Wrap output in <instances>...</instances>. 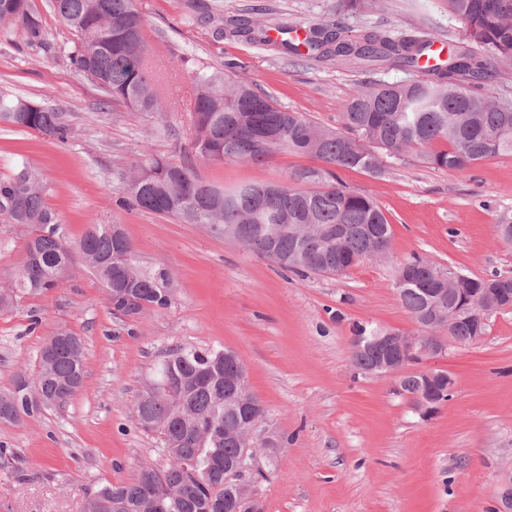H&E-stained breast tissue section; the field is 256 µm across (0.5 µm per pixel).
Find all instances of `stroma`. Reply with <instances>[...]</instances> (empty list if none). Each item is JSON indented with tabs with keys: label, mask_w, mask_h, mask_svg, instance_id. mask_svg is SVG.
Instances as JSON below:
<instances>
[{
	"label": "stroma",
	"mask_w": 512,
	"mask_h": 512,
	"mask_svg": "<svg viewBox=\"0 0 512 512\" xmlns=\"http://www.w3.org/2000/svg\"><path fill=\"white\" fill-rule=\"evenodd\" d=\"M28 5L44 37L31 43L21 23L0 21V96L52 106L73 134L63 143L0 124V176L24 161L37 167L71 246L89 222L122 225L143 267L169 270L175 297L138 320L116 318L102 283L77 257L57 288L0 312V391L36 376L46 338L60 329L82 337L87 370L66 406L0 421V512H81L97 486L131 482L145 465L166 467L161 435L139 427L134 405L164 353L179 345L234 353L266 407L264 427L279 445L254 455L264 512H492L499 478L512 471V310L492 315L481 340L453 345L439 360L455 388L429 417L394 393L391 378L356 370L350 338L357 324L416 331L394 287L397 268L413 256L443 272L512 275V245L494 232L500 217H512V156L478 162L464 175L413 154L384 157L376 176L341 171L391 223L386 261H362L340 276L284 270L205 226L123 208L126 177L145 151L195 164L220 189L284 181L313 159L283 152L262 164L199 161L190 101L139 112L109 100L74 68V36L53 0ZM136 6L153 59L186 72L232 63L235 79L330 128L341 122L340 103L365 84L402 82L412 71L386 65L369 73L353 57H300L234 33L229 20L307 31L339 19L353 35L378 31L435 44L464 34L448 0Z\"/></svg>",
	"instance_id": "1"
}]
</instances>
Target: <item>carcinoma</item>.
<instances>
[{"instance_id":"1","label":"carcinoma","mask_w":512,"mask_h":512,"mask_svg":"<svg viewBox=\"0 0 512 512\" xmlns=\"http://www.w3.org/2000/svg\"><path fill=\"white\" fill-rule=\"evenodd\" d=\"M448 9L465 26V37L449 49L448 58L424 67L427 76L396 84H368L340 104L342 127L320 126L300 112L278 107L266 95L228 74L206 67L191 72L194 95V147L205 162L227 159L256 164L280 152L308 155L321 163L294 173L287 181L215 188L189 164L143 154L133 165L124 204L174 218L185 224H207L222 233L230 225L245 228L251 253L260 256V243L274 242L282 268L320 275L347 270L390 249L392 227L374 199L346 186L340 170L382 172L381 154L413 152L434 169L467 173L488 158L512 155V102L474 94L470 87L486 80L489 69L512 68V0H448ZM54 10L76 37L72 64L114 102L140 112H159L162 103L147 62L143 19L135 0H55ZM8 14L26 27L30 41L42 40L40 22L29 12L27 0H0V15ZM291 53L320 58L353 57L373 71L394 64L419 69L431 57V43L408 38L394 40L370 32L355 38L344 26L317 27L305 43L282 42ZM19 101L0 103V122L65 141L72 130L64 114L43 106L41 112H14ZM49 187L40 173L24 162L13 174L0 178V218L21 229L24 257L12 275L13 303L26 295L59 285L57 271L73 262L72 250L55 211L45 203ZM298 224H316L326 231L314 249L296 231ZM84 264L99 278L112 314L138 319L147 311L168 308L174 298L167 269L140 267L134 245L112 236L111 225H88L80 241ZM415 283L398 287L399 301L414 323L421 320L432 292L441 287L432 263L421 258L406 262ZM456 288L471 290L469 307L452 328L456 342L468 344L485 333L481 288H510L512 277L492 279L462 276ZM376 328L357 324L352 330V363L362 371L379 356L363 342ZM53 361H40L31 381L57 405L67 404L84 385L85 355L67 345L52 347ZM236 372L234 358L218 348L178 347L156 369L153 398L136 403L138 416L150 420L146 430L159 433L169 457L164 468L143 467L138 477L91 491L82 512H224L239 480L231 467L240 449L259 448V439L230 433L237 415L229 411L225 378ZM169 378L183 385V406L196 418L218 425L207 438L195 436L192 423L161 388ZM399 394L414 399L424 393L442 404L450 399L448 377L422 372L400 382ZM52 407L29 400L16 381L0 394V420L31 417ZM182 484L184 495L174 503L163 498L165 482Z\"/></svg>"}]
</instances>
